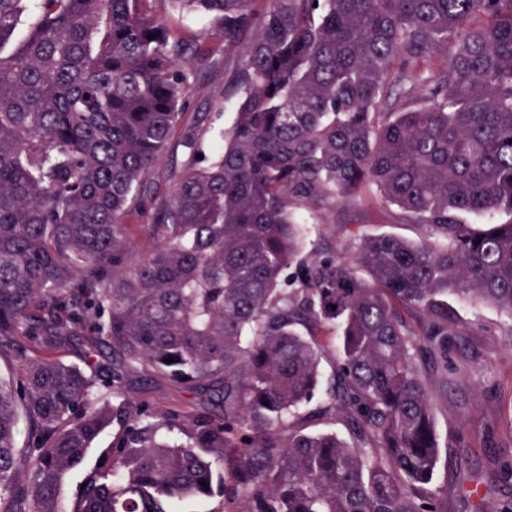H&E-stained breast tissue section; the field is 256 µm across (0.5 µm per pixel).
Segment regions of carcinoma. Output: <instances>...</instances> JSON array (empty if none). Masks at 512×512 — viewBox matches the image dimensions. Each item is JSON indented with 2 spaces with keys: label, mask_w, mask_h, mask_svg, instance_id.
Returning a JSON list of instances; mask_svg holds the SVG:
<instances>
[{
  "label": "carcinoma",
  "mask_w": 512,
  "mask_h": 512,
  "mask_svg": "<svg viewBox=\"0 0 512 512\" xmlns=\"http://www.w3.org/2000/svg\"><path fill=\"white\" fill-rule=\"evenodd\" d=\"M157 2L0 0V359L16 373L0 380V512H63V480L110 424L68 512L213 496L224 512H440L448 441L416 352L445 348L450 294L512 317V223L463 221L512 213V0H270L260 20L254 0H165L212 19L226 51L260 26L208 158V113L181 126L179 60L218 67L211 32L185 40ZM178 128L159 197L150 174ZM364 192L428 239L301 258V210ZM135 205L150 250L125 223ZM327 326L338 365L318 418L341 414L351 445L288 424L320 383ZM80 339L83 365L63 361ZM132 375L197 402L136 399Z\"/></svg>",
  "instance_id": "cac0c4a2"
}]
</instances>
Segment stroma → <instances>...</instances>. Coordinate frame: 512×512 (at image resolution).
Wrapping results in <instances>:
<instances>
[{
  "label": "stroma",
  "instance_id": "obj_1",
  "mask_svg": "<svg viewBox=\"0 0 512 512\" xmlns=\"http://www.w3.org/2000/svg\"><path fill=\"white\" fill-rule=\"evenodd\" d=\"M239 60L236 49L226 51L218 70L188 60L193 76L183 123L205 112L213 129L230 126L239 95L229 87L226 73ZM307 217V259L353 255L361 238L371 235L388 233L416 243L428 235L423 225L404 223L396 207L374 200H323ZM448 304L455 318L448 325L447 375L433 371L434 354L418 358L427 370L437 430L448 440L434 485L441 490L442 512H486L512 500V480L502 476L512 463V319L489 305L474 306L453 297ZM131 389L169 409L184 408L192 400L188 389L162 378L147 386L133 379Z\"/></svg>",
  "mask_w": 512,
  "mask_h": 512
}]
</instances>
